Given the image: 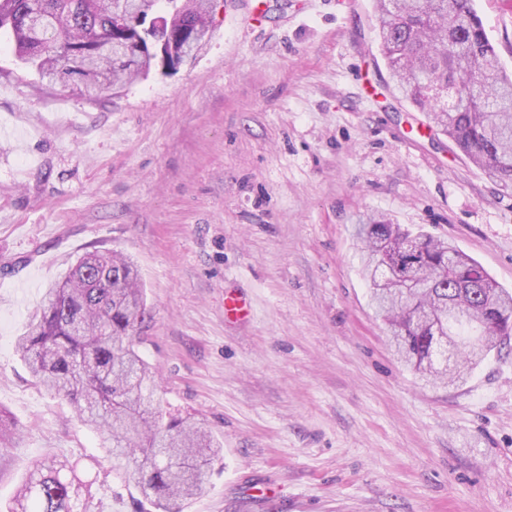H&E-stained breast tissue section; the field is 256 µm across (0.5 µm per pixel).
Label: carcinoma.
Instances as JSON below:
<instances>
[{
  "label": "carcinoma",
  "instance_id": "obj_1",
  "mask_svg": "<svg viewBox=\"0 0 512 512\" xmlns=\"http://www.w3.org/2000/svg\"><path fill=\"white\" fill-rule=\"evenodd\" d=\"M118 0H0V31L17 58L51 82L97 96L154 63L101 53L141 28L184 43L210 28L213 0H151L117 20ZM378 37L397 89L474 164L512 184V74L499 65L472 0H377ZM371 301L389 326L398 355L415 370L455 384L494 350L512 342V293L475 260L429 234L381 221L360 225ZM413 278L421 287L388 294L385 282ZM150 317L136 267L121 252L88 253L16 337L32 378L69 402L80 423L99 432L127 487L155 512H188L219 458L211 435L190 417L155 408V372L134 337ZM453 339L459 357L447 374L433 356ZM19 429L0 411V466ZM82 483L64 465L41 461L5 512H78Z\"/></svg>",
  "mask_w": 512,
  "mask_h": 512
}]
</instances>
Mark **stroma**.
<instances>
[{"label": "stroma", "instance_id": "obj_1", "mask_svg": "<svg viewBox=\"0 0 512 512\" xmlns=\"http://www.w3.org/2000/svg\"><path fill=\"white\" fill-rule=\"evenodd\" d=\"M244 28L216 0L206 48L98 98L43 80L0 36V409L9 502L55 456L80 512L140 495L14 351L47 288L93 251L128 255L151 318L154 402L222 449L189 512H512V348L432 383L390 346L354 227L447 240L512 290V186L390 79L376 0H269ZM512 73V0H473ZM364 64L375 88L354 83ZM251 304L229 319L224 296ZM18 439L19 429L16 423L0 411V471L5 457L4 449L17 447Z\"/></svg>", "mask_w": 512, "mask_h": 512}]
</instances>
